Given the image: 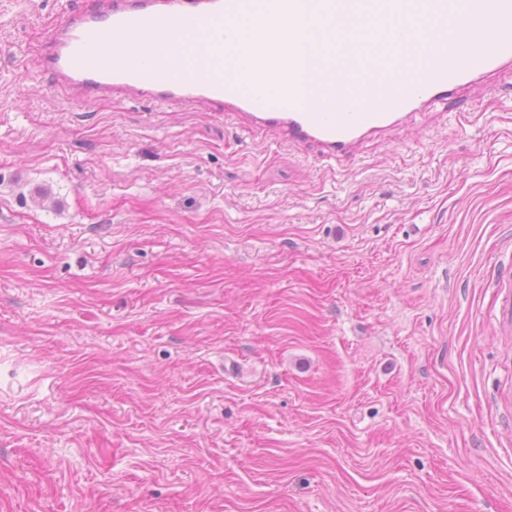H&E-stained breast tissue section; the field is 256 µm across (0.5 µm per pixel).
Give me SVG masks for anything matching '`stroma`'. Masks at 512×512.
<instances>
[{
  "label": "stroma",
  "instance_id": "obj_1",
  "mask_svg": "<svg viewBox=\"0 0 512 512\" xmlns=\"http://www.w3.org/2000/svg\"><path fill=\"white\" fill-rule=\"evenodd\" d=\"M0 0V512H512V76L355 159L72 101Z\"/></svg>",
  "mask_w": 512,
  "mask_h": 512
}]
</instances>
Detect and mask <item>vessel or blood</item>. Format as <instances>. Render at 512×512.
<instances>
[{"instance_id":"vessel-or-blood-1","label":"vessel or blood","mask_w":512,"mask_h":512,"mask_svg":"<svg viewBox=\"0 0 512 512\" xmlns=\"http://www.w3.org/2000/svg\"><path fill=\"white\" fill-rule=\"evenodd\" d=\"M294 16L298 0H110L106 9L63 10L47 41L46 67L73 100L116 94L161 105H222L227 116L276 131L281 145L355 157L367 138L443 103L481 79L512 74V0H395L381 24L394 47L345 60L329 100H302V75L282 67L293 31L277 30L241 79L224 76L226 23L258 11ZM158 37L193 51L192 68L148 49ZM363 83L360 104L347 86Z\"/></svg>"}]
</instances>
